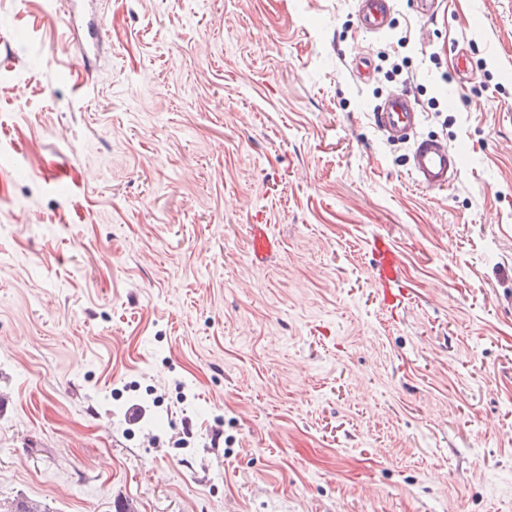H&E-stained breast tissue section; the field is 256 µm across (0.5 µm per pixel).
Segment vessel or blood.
Instances as JSON below:
<instances>
[{
    "instance_id": "1",
    "label": "vessel or blood",
    "mask_w": 512,
    "mask_h": 512,
    "mask_svg": "<svg viewBox=\"0 0 512 512\" xmlns=\"http://www.w3.org/2000/svg\"><path fill=\"white\" fill-rule=\"evenodd\" d=\"M358 4L365 31L379 33L385 30L394 10V0H358ZM373 120L388 138H411L409 172L418 187L429 191L445 190L458 180L463 170L462 151L416 137L421 115L416 112L415 103L408 94L397 93L385 99L374 112ZM277 246V240L269 234L266 225H252L250 248L255 261H263ZM371 255L373 276L379 287H396L400 281L401 263L392 242L383 236L375 237L371 242Z\"/></svg>"
}]
</instances>
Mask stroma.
I'll list each match as a JSON object with an SVG mask.
<instances>
[{"instance_id":"obj_1","label":"stroma","mask_w":512,"mask_h":512,"mask_svg":"<svg viewBox=\"0 0 512 512\" xmlns=\"http://www.w3.org/2000/svg\"><path fill=\"white\" fill-rule=\"evenodd\" d=\"M70 8L0 0V512H512V0ZM358 4V15L365 31L379 33L385 30L394 11V0H359ZM375 126L387 138L410 139L421 121V113L415 112V103L406 93L394 94L380 104L373 113ZM409 172L415 184L425 190H447L460 177L463 153L428 138H414L408 157ZM267 227L266 224L251 225L250 248L257 262H263L278 247L277 240L269 234ZM373 276L380 288H395L400 281L401 263L395 246L384 236L371 242Z\"/></svg>"}]
</instances>
